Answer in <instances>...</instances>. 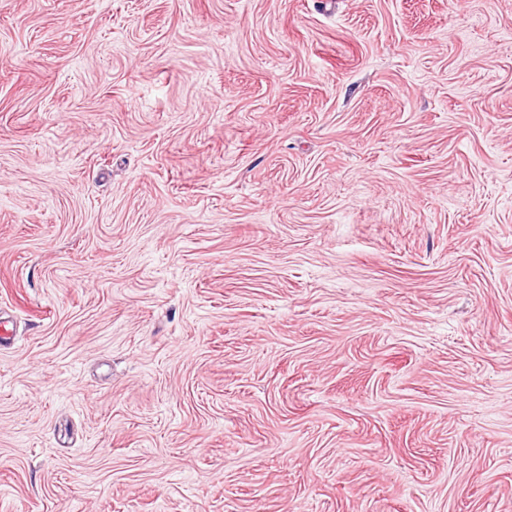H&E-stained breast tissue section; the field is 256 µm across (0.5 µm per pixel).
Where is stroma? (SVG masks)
<instances>
[{
  "label": "stroma",
  "instance_id": "stroma-1",
  "mask_svg": "<svg viewBox=\"0 0 512 512\" xmlns=\"http://www.w3.org/2000/svg\"><path fill=\"white\" fill-rule=\"evenodd\" d=\"M0 512H512V0H0Z\"/></svg>",
  "mask_w": 512,
  "mask_h": 512
}]
</instances>
